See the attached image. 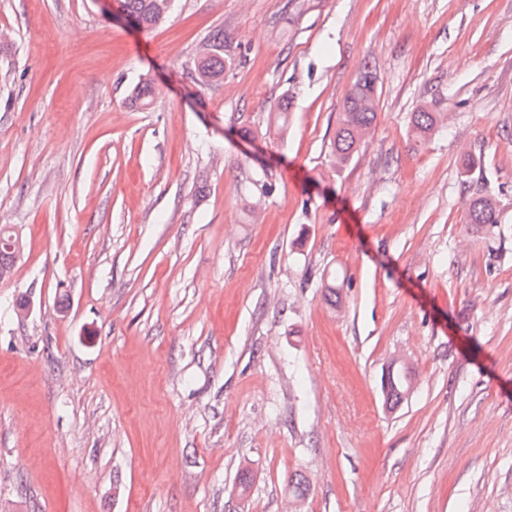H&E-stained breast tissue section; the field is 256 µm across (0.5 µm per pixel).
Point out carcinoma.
I'll return each instance as SVG.
<instances>
[{"label": "carcinoma", "mask_w": 512, "mask_h": 512, "mask_svg": "<svg viewBox=\"0 0 512 512\" xmlns=\"http://www.w3.org/2000/svg\"><path fill=\"white\" fill-rule=\"evenodd\" d=\"M173 0H119L122 13L136 26L152 29L162 24L168 17ZM206 55L201 59L200 70L206 79L199 85L206 87L220 81L224 71L233 64L230 45L224 29L215 30L203 42ZM378 76L369 64L359 70L351 85L340 112L336 132L330 143L329 162L332 168L342 169L350 165L359 155L361 147L368 139L377 117ZM130 104L146 110L152 105L151 81L145 79L135 88ZM289 101L282 100L269 117L266 134L278 138L288 132ZM447 121V113L430 112L422 109L413 113L410 132L413 139L424 143L438 128ZM468 223L489 230L498 223L499 203L497 199L480 190L472 192L466 203ZM15 233H0V265H11L16 256L8 243ZM411 383L407 380L406 368L402 364L394 367L392 375L381 381V390L389 408L396 407L408 395Z\"/></svg>", "instance_id": "1"}]
</instances>
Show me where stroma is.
Wrapping results in <instances>:
<instances>
[{
	"label": "stroma",
	"instance_id": "stroma-1",
	"mask_svg": "<svg viewBox=\"0 0 512 512\" xmlns=\"http://www.w3.org/2000/svg\"><path fill=\"white\" fill-rule=\"evenodd\" d=\"M219 28L238 64L203 89ZM1 31L0 512H512V0H174L148 30L0 0ZM422 107L448 126L420 144ZM377 83V73L364 64L347 93L330 143L329 162L334 170L354 161L372 131L377 117ZM288 110V99H282L274 113H270L269 120L266 125V135L275 136L282 139L284 138V135L288 132ZM468 224L490 231L498 224L499 203L497 199L484 194L482 190L472 192L466 203ZM11 237H14L15 239L18 238V236L13 232H10V231L2 232V230H1V233H0V280L7 279L11 276L13 266H10V265L15 262L16 256L19 255V253L21 251L22 246H21V240L19 238L17 240L13 239V249L15 250V253L9 249L8 243H9V240ZM2 264H6V265H2ZM402 360L400 358H395L394 364L401 363ZM405 364V363H403ZM403 364H398L394 367L391 377V368L393 367V361L387 366V376H386V368L385 372L382 375L381 379V390L384 396L386 405H389V408H395L399 403H401L408 395L409 388L411 383L407 380L406 368ZM406 365V364H405ZM386 377V381H385Z\"/></svg>",
	"mask_w": 512,
	"mask_h": 512
}]
</instances>
